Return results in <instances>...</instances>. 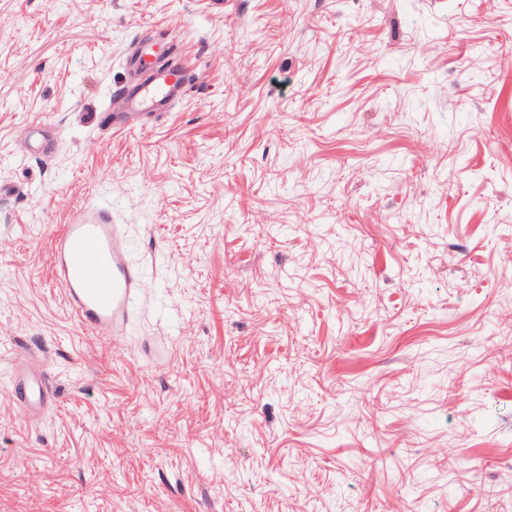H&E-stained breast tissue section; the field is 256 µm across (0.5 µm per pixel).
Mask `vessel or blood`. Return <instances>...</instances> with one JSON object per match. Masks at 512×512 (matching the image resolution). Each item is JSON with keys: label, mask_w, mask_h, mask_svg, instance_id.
Returning a JSON list of instances; mask_svg holds the SVG:
<instances>
[{"label": "vessel or blood", "mask_w": 512, "mask_h": 512, "mask_svg": "<svg viewBox=\"0 0 512 512\" xmlns=\"http://www.w3.org/2000/svg\"><path fill=\"white\" fill-rule=\"evenodd\" d=\"M124 80L113 85L108 104L96 114L100 131L132 128L145 117L172 111L187 93L191 75L173 42L142 31L127 55ZM32 159L45 162L61 140L50 121L37 120L27 127ZM128 227L111 210L92 202L62 225L55 236L54 279L78 325L91 334L120 341L126 334L139 298L143 278L141 262L127 250ZM0 394L27 418L50 410L57 395L49 378L31 354L18 357L8 385Z\"/></svg>", "instance_id": "vessel-or-blood-1"}]
</instances>
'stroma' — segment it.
Masks as SVG:
<instances>
[{"mask_svg": "<svg viewBox=\"0 0 512 512\" xmlns=\"http://www.w3.org/2000/svg\"><path fill=\"white\" fill-rule=\"evenodd\" d=\"M150 26L199 76L98 131ZM0 183V386L58 394L0 397V512H512V0H0ZM92 201L118 348L52 279ZM26 130L31 145L30 158L47 162L61 140L59 129L50 121L37 120L30 122ZM128 225L96 202L55 235L54 279L78 325L113 342L126 336L139 298L141 262L127 250ZM2 394L28 419L45 414L57 402L47 373L29 353L16 359L10 382L2 388Z\"/></svg>", "mask_w": 512, "mask_h": 512, "instance_id": "stroma-1", "label": "stroma"}]
</instances>
